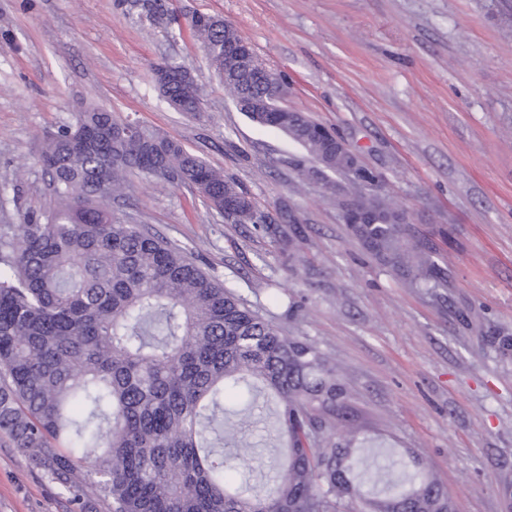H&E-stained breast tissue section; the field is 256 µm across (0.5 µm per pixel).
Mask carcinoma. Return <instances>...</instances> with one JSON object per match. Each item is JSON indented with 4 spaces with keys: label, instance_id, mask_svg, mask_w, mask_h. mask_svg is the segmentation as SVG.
Wrapping results in <instances>:
<instances>
[{
    "label": "carcinoma",
    "instance_id": "carcinoma-1",
    "mask_svg": "<svg viewBox=\"0 0 512 512\" xmlns=\"http://www.w3.org/2000/svg\"><path fill=\"white\" fill-rule=\"evenodd\" d=\"M191 30L210 48L209 66L232 99L257 103L246 115L284 132L318 170L336 154L317 123L273 112L278 88L245 77L224 59L237 30L198 14ZM162 98L201 112L194 78L157 86ZM38 163L51 203L43 218L0 228V440L74 493L79 512H453L448 491L419 457L385 479L353 456L345 385L312 344L252 310L185 248L112 212L129 177L191 185L219 213L246 192L155 129L89 103L71 124L46 134ZM345 200H361L372 223L353 227L368 251L420 288L441 273L431 256L403 243L405 227L354 177ZM226 220L263 224L243 204ZM241 409L225 421L224 395ZM275 402L288 455L272 486L226 477L227 459L253 471L252 448L224 425L251 422L259 398ZM98 480L80 478L83 464Z\"/></svg>",
    "mask_w": 512,
    "mask_h": 512
}]
</instances>
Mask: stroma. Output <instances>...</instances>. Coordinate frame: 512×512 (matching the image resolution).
<instances>
[{
  "instance_id": "stroma-1",
  "label": "stroma",
  "mask_w": 512,
  "mask_h": 512,
  "mask_svg": "<svg viewBox=\"0 0 512 512\" xmlns=\"http://www.w3.org/2000/svg\"><path fill=\"white\" fill-rule=\"evenodd\" d=\"M0 0L1 224L50 205L44 134L93 101L160 130L235 178L265 213L288 202L291 242L234 224L195 191L132 177L114 213L199 255L348 388L367 457H423L455 512H512V0ZM216 15L287 83L283 107L333 128L406 210V240L443 287H416L345 224L343 175L302 180L306 152L252 123L189 21ZM187 67L199 115L170 108L155 65ZM269 411L246 435L266 483L287 454ZM0 512H74L69 494L0 446Z\"/></svg>"
}]
</instances>
